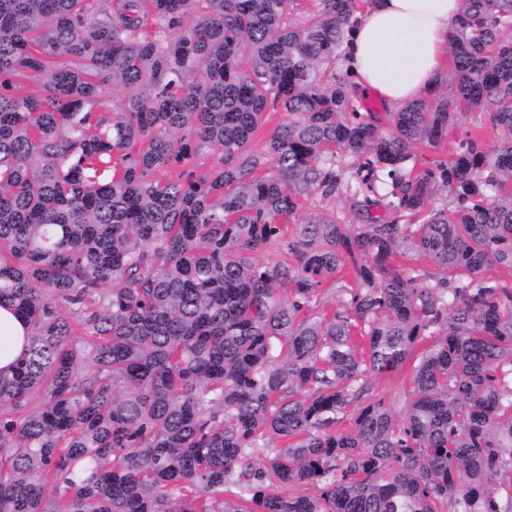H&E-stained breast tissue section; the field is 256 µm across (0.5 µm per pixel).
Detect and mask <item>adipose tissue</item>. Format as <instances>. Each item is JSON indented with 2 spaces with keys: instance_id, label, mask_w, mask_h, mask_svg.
Wrapping results in <instances>:
<instances>
[{
  "instance_id": "adipose-tissue-1",
  "label": "adipose tissue",
  "mask_w": 512,
  "mask_h": 512,
  "mask_svg": "<svg viewBox=\"0 0 512 512\" xmlns=\"http://www.w3.org/2000/svg\"><path fill=\"white\" fill-rule=\"evenodd\" d=\"M461 0H371L341 47L355 90L375 93L390 109L426 100L448 73L451 27ZM29 347V329L0 307V374L12 373Z\"/></svg>"
}]
</instances>
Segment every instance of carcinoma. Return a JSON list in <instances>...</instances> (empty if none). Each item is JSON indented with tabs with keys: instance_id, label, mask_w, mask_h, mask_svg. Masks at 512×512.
Returning a JSON list of instances; mask_svg holds the SVG:
<instances>
[{
	"instance_id": "carcinoma-1",
	"label": "carcinoma",
	"mask_w": 512,
	"mask_h": 512,
	"mask_svg": "<svg viewBox=\"0 0 512 512\" xmlns=\"http://www.w3.org/2000/svg\"><path fill=\"white\" fill-rule=\"evenodd\" d=\"M363 8L0 0V306L30 329L0 512H512V0H462L448 95L387 132L336 71ZM465 114L498 139L414 173ZM353 181L451 200L304 213ZM405 370L398 411L374 380ZM387 200H381L371 209V214L377 220L378 224L387 223L396 220L398 224H421L426 214L410 217L408 214H396L387 208Z\"/></svg>"
}]
</instances>
